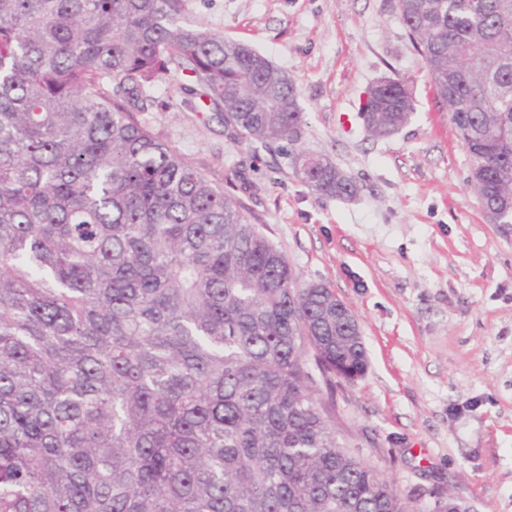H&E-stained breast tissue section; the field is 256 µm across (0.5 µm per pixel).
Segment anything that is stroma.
Here are the masks:
<instances>
[{
	"instance_id": "obj_1",
	"label": "stroma",
	"mask_w": 512,
	"mask_h": 512,
	"mask_svg": "<svg viewBox=\"0 0 512 512\" xmlns=\"http://www.w3.org/2000/svg\"><path fill=\"white\" fill-rule=\"evenodd\" d=\"M190 18L285 71L305 125L298 149L356 186L319 197L282 143L231 140L214 106L172 72L140 122L242 206L304 283L346 302L369 358L337 380L330 423L346 448L412 506L430 492L470 512H512V224L491 223L469 156L434 95L397 0H187ZM411 78L416 110L376 137L360 116L370 86Z\"/></svg>"
}]
</instances>
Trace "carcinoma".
<instances>
[{"mask_svg":"<svg viewBox=\"0 0 512 512\" xmlns=\"http://www.w3.org/2000/svg\"><path fill=\"white\" fill-rule=\"evenodd\" d=\"M397 9L472 192L511 224L512 0ZM173 70L233 140L299 142L286 73L186 0H0V512H416L329 424L323 391L368 368L334 291L139 121ZM413 112L388 78L363 119L387 136ZM291 165L356 191L324 157Z\"/></svg>","mask_w":512,"mask_h":512,"instance_id":"cac0c4a2","label":"carcinoma"}]
</instances>
